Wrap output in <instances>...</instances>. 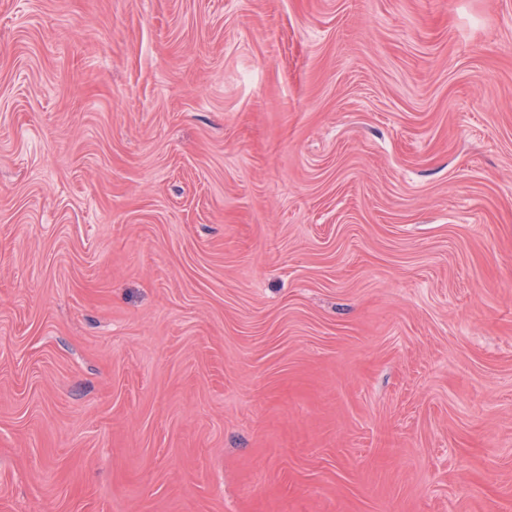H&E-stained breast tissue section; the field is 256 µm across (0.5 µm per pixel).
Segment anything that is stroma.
<instances>
[{"label":"stroma","mask_w":512,"mask_h":512,"mask_svg":"<svg viewBox=\"0 0 512 512\" xmlns=\"http://www.w3.org/2000/svg\"><path fill=\"white\" fill-rule=\"evenodd\" d=\"M0 512H512V0H0Z\"/></svg>","instance_id":"obj_1"}]
</instances>
